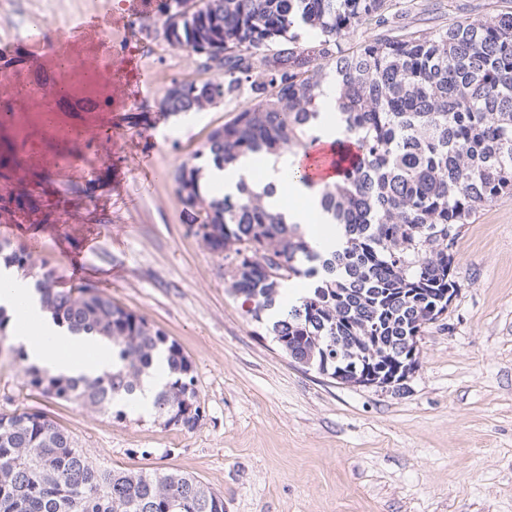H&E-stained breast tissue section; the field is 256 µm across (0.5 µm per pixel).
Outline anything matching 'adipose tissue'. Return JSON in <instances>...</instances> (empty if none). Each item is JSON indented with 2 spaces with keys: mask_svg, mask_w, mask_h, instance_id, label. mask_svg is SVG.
Returning <instances> with one entry per match:
<instances>
[{
  "mask_svg": "<svg viewBox=\"0 0 512 512\" xmlns=\"http://www.w3.org/2000/svg\"><path fill=\"white\" fill-rule=\"evenodd\" d=\"M301 163L294 155H264L261 178H254L252 158L240 159L235 165L222 168L212 164L201 170L203 189L218 188L237 194L240 182H247L254 191L273 187L267 205L282 213L287 223L299 225L312 246L320 252L335 250L337 233L325 234L317 227L320 217L319 184H310L291 177V170ZM293 206H286V199ZM0 306L8 316L7 327L15 342L25 346L31 361L46 366L52 373L79 377L96 376L112 367V345L91 336L71 333L51 314L43 311L32 282L15 268L0 266Z\"/></svg>",
  "mask_w": 512,
  "mask_h": 512,
  "instance_id": "adipose-tissue-1",
  "label": "adipose tissue"
}]
</instances>
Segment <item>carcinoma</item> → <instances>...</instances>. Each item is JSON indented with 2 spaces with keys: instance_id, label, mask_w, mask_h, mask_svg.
<instances>
[{
  "instance_id": "cac0c4a2",
  "label": "carcinoma",
  "mask_w": 512,
  "mask_h": 512,
  "mask_svg": "<svg viewBox=\"0 0 512 512\" xmlns=\"http://www.w3.org/2000/svg\"><path fill=\"white\" fill-rule=\"evenodd\" d=\"M158 12L141 22L146 35L188 49L201 71L214 72L173 81L166 111L200 112L216 93H248L199 153L217 166L263 152L309 155L331 68L348 136L336 145L357 149L351 160L338 151L350 167L320 191L323 213L346 238L342 249L314 250L244 183L237 195L205 196L200 168L183 165L171 179L194 235L224 256L228 292L292 363L395 375L419 358L409 337L435 323L431 310L457 292L459 225L512 195V12L458 16L429 32L402 25L391 0H160ZM360 30L369 37L352 42ZM5 205L38 211L26 192ZM0 259L35 280L58 323L112 341V369L77 378L9 346L26 386L121 421L161 357L168 378L149 402L153 422L197 428L194 370L176 342L92 288H56L48 262L7 239ZM298 278L310 287L288 305L284 291ZM0 512H224V498L178 470L103 469L46 413L16 409L0 414Z\"/></svg>"
}]
</instances>
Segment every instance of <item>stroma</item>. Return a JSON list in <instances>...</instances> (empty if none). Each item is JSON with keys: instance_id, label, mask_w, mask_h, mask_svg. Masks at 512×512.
Segmentation results:
<instances>
[{"instance_id": "1", "label": "stroma", "mask_w": 512, "mask_h": 512, "mask_svg": "<svg viewBox=\"0 0 512 512\" xmlns=\"http://www.w3.org/2000/svg\"><path fill=\"white\" fill-rule=\"evenodd\" d=\"M102 2L0 0V61L28 55L33 19L52 34L100 20L155 76L108 127L68 109L46 124L37 102L20 123L0 122V198L24 191L39 206L34 215L0 208V226L54 268L58 287H93L178 343L205 417L191 432L133 414L119 421L25 387L6 352L0 412H45L108 469L193 474L223 497L224 512H512V196L461 226L458 291L421 336L405 390L343 385L294 365L228 292L223 258L190 232L171 179L238 101L164 112L173 80L200 77L196 56L147 39L141 19L113 26L124 0L107 11ZM420 2L407 19L419 29L512 12V0ZM60 130L75 156L62 181L53 174ZM149 164L161 172L151 185Z\"/></svg>"}]
</instances>
